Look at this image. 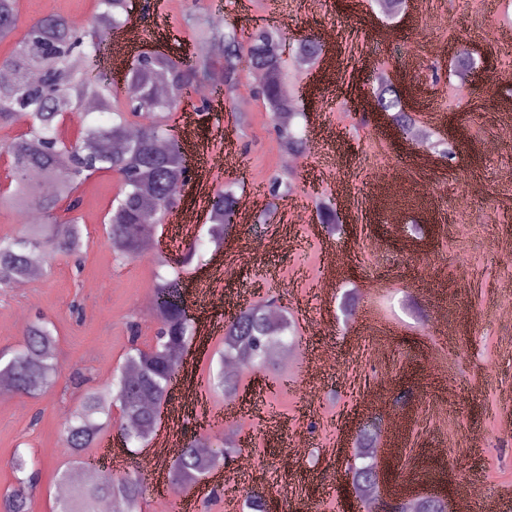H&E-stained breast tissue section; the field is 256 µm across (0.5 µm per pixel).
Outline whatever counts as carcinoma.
Masks as SVG:
<instances>
[{
	"label": "carcinoma",
	"instance_id": "obj_1",
	"mask_svg": "<svg viewBox=\"0 0 512 512\" xmlns=\"http://www.w3.org/2000/svg\"><path fill=\"white\" fill-rule=\"evenodd\" d=\"M132 0H96L90 28L78 30L61 16L43 17L32 23L23 37L18 29V0H0V44L11 46L0 62L14 73L11 83L0 84V128L24 123L28 132L0 148L12 160L13 181L8 194L0 195V209L19 214H34L35 224L12 236L0 237V288H8L28 272L33 253L47 251L80 263L87 240L80 217L75 215L79 199L73 197L80 184L94 172H115L122 179L120 193L108 211V242L115 260L123 262L145 254L152 255L159 267H170L175 274L192 261L198 243L173 256L156 246L157 224H143L144 212L161 213L178 203L174 187L182 183L184 166L181 154L170 148L160 151L157 143L169 142L173 129L169 113L180 104V96L211 79L216 65L210 49L224 48V106H233L234 93L245 71L261 70L269 79L260 87L268 105L277 135L284 150L292 155L306 151V142L294 131L298 116L293 103L282 98L281 37L275 26H264L244 41L236 27L226 22L211 25L201 6L185 15V23L197 41L195 59L187 63L164 53L145 51L130 64L125 78V95L118 97L114 83L94 75L80 63L88 62L99 51L96 41L101 29H119L129 20ZM293 60L304 69L322 54L321 45L301 39L292 47ZM37 71L33 82L29 74ZM168 79V94L155 95L157 74ZM93 97L107 123H87L74 141L62 138L64 112H76L82 101ZM380 106L391 113L394 124L408 128L412 117L401 93L391 85L378 89ZM125 140L121 153H112V141ZM36 177L53 181L57 190L42 195L32 186ZM239 198L231 188L218 191L209 208L210 242L219 247L235 229ZM152 307L159 324L154 345L134 346L124 364L104 388L86 387L62 429L63 445L76 459L94 448L103 433L112 431L111 405L124 409L120 426L126 447L147 445L157 432V409L170 397V387L178 374V359L173 352L189 345L193 324L182 307L178 281L160 276L153 288ZM270 304L260 299L241 309L224 322V351L210 382L227 398L236 396L242 373L268 368V353L273 347H286L283 337L296 335L295 325L283 316L277 322L266 317ZM58 372L56 336L50 323L37 321L26 327L21 344L8 355L0 356V376L7 377L12 390L36 398L55 382ZM224 454L207 452L212 436L197 434L172 460L170 473L174 487L185 491L238 451L233 431L222 432ZM34 461L18 451L11 460L15 484L0 496V512H28L32 490L38 483ZM351 485L358 492L379 488L378 455L375 435L363 430L351 465ZM144 485L135 471L103 472L91 484L71 485L66 512H98L102 500L118 504L119 512H141ZM415 512H448L445 498L421 499Z\"/></svg>",
	"mask_w": 512,
	"mask_h": 512
}]
</instances>
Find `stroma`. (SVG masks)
<instances>
[{
	"label": "stroma",
	"instance_id": "obj_1",
	"mask_svg": "<svg viewBox=\"0 0 512 512\" xmlns=\"http://www.w3.org/2000/svg\"><path fill=\"white\" fill-rule=\"evenodd\" d=\"M132 21L147 48L172 56L191 48L183 22L192 0H150ZM221 10L241 35L262 18H273L284 39L319 38L335 27V53L343 65L321 62L309 70L284 61V82L308 88L297 102L299 128L308 148L285 165L272 116L254 83L243 78L231 110L196 95L173 112L172 124L191 115L205 149L219 152L232 136L227 169L213 173L210 191L231 174L246 173L241 194L253 200L246 219L222 247L209 241L208 213L199 189L179 194V212L192 216L201 247L181 279L192 316L224 323L231 301H252L253 289L272 295L294 320L297 355L331 351L334 363L319 378L299 368L254 371L241 392L254 412L239 429L242 451L255 471L240 493L263 489L281 512H301L315 499L316 512H342L349 448L360 428L384 427L389 413L404 416L399 440L400 482L425 495L448 478L481 477L486 497L512 512V320L500 302L512 300V0H418L411 17H388L376 0H205ZM94 0H19V27L48 15L90 21ZM472 54V80H449L461 51ZM388 69L409 99L416 123L432 138L457 126L456 157L448 160L425 145L400 141L390 122L371 111L378 72ZM292 180V197L305 207L294 222L282 201L255 189L272 176ZM345 198L340 231L328 235L317 212L319 199ZM116 174L98 173L76 191L88 246L81 268L63 257L45 258L43 275L28 287L0 292V349L16 347L25 327L43 317L55 328L60 371L43 395L16 396L0 405V492L15 482L10 462L20 451L40 469L30 512H59L60 473L70 454L63 423L82 392L77 376L104 386L122 366L131 344L154 343L156 321L146 319L156 267L151 255L116 264L105 223L119 193ZM340 250L345 269L329 292L315 285L325 275L328 247ZM353 292V314L343 296ZM221 335L193 343L194 363L181 373L174 396L208 391L213 406L225 402L209 378L222 350ZM406 390L403 404L386 410L360 403L366 390ZM303 430L310 446L293 470L281 461L292 450V433ZM225 512L213 487L183 495L171 486L146 487L144 512Z\"/></svg>",
	"mask_w": 512,
	"mask_h": 512
}]
</instances>
